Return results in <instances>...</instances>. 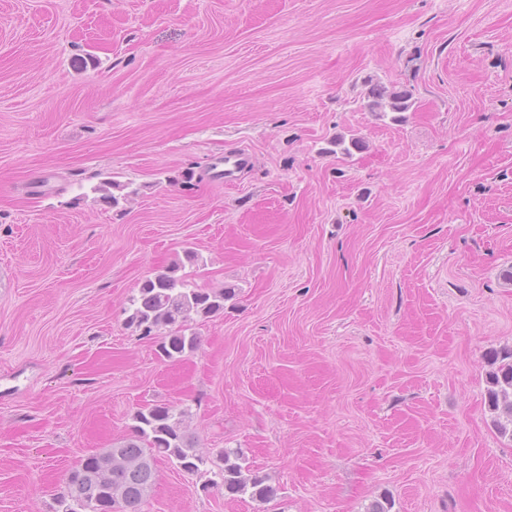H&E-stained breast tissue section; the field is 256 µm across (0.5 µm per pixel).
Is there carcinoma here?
<instances>
[{"mask_svg":"<svg viewBox=\"0 0 512 512\" xmlns=\"http://www.w3.org/2000/svg\"><path fill=\"white\" fill-rule=\"evenodd\" d=\"M364 108L370 112H407L413 106L412 94L380 83L369 86ZM125 185L104 181L95 187L102 200L117 205L116 192ZM198 264V255L184 250V260L145 279L129 300L126 325L150 336L165 330L160 356L178 361L198 346L193 322L224 310L229 288H200L191 281L186 266ZM488 409L497 414L495 423L501 435L512 436V350L490 355L486 377ZM185 409L151 406L138 412L129 437L101 452L90 454L73 467L65 490L56 498L54 512H141L155 482V463L165 458L180 470L194 475L211 474L209 483L224 488V495H249L266 503L275 495L266 477L250 471L244 453L236 449L218 450L214 467L204 471L208 459L197 453L192 436L186 431Z\"/></svg>","mask_w":512,"mask_h":512,"instance_id":"carcinoma-1","label":"carcinoma"}]
</instances>
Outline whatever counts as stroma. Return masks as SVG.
I'll return each instance as SVG.
<instances>
[{
	"label": "stroma",
	"mask_w": 512,
	"mask_h": 512,
	"mask_svg": "<svg viewBox=\"0 0 512 512\" xmlns=\"http://www.w3.org/2000/svg\"><path fill=\"white\" fill-rule=\"evenodd\" d=\"M188 247L235 294L170 362L126 310ZM509 349L512 0H0V512L154 404L276 495L163 461L143 512H512ZM364 100V108L371 112H408L413 106L409 91H397L380 83L369 84ZM389 109V111L386 110ZM224 170L216 173L224 172V184H230L245 168L252 164V157L243 150H237L224 154ZM486 377L488 409L497 414L495 419L501 435L512 438V350L493 352ZM506 420H500V417Z\"/></svg>",
	"instance_id": "stroma-1"
}]
</instances>
